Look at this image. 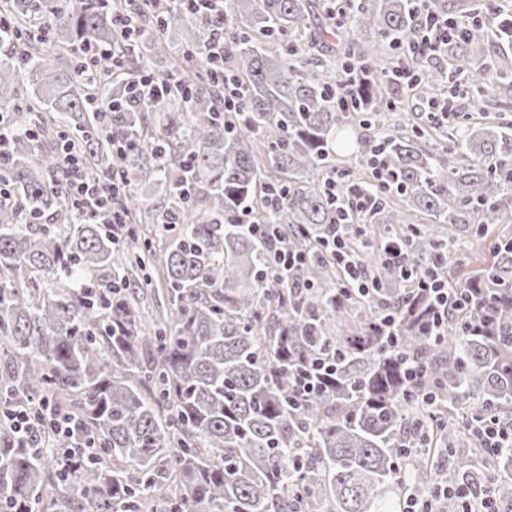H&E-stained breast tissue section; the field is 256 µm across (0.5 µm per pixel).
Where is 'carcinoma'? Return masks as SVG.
Returning a JSON list of instances; mask_svg holds the SVG:
<instances>
[{
  "label": "carcinoma",
  "mask_w": 512,
  "mask_h": 512,
  "mask_svg": "<svg viewBox=\"0 0 512 512\" xmlns=\"http://www.w3.org/2000/svg\"><path fill=\"white\" fill-rule=\"evenodd\" d=\"M16 21L0 33V109L19 119L0 162L12 205L0 209V401L48 404L76 424L53 447L20 442L0 427V512H51L79 498L93 512H402L407 496L430 500L435 460L462 435L448 407L512 422V238L494 241L490 263L469 281V324L453 319L432 342L423 305L396 265L353 255L378 288L362 296L318 242L353 219L384 243L405 234L411 261L448 257L457 231L481 238L512 222V140L471 122L447 136L446 173L419 148L421 127H389L359 143L361 156L395 185L352 218L324 186L336 167V130L381 116L390 72L377 67L388 41L410 44L413 0H224V64L205 63L203 18L182 0L138 10L123 0H0ZM339 36L367 74L346 112L329 89L351 64L324 63V34ZM51 44L43 54L35 42ZM114 51L122 67L104 100L81 74L80 48ZM174 51L153 78L161 93L129 101L151 52ZM464 75L481 97L512 71L489 60L481 38L448 22V70L423 89ZM245 111L226 112L224 80ZM72 142L91 179L127 178L116 198L128 228L152 224L120 250L105 224L66 208L59 169ZM281 194L272 211L270 189ZM273 237L249 233L246 213ZM429 224L442 231L431 234ZM307 263L284 276L273 247ZM160 262L166 318L146 319L153 291L140 278ZM395 315L398 342L380 334ZM336 356L319 390L298 397L292 373ZM426 368L411 383L403 361ZM89 441L97 456H62ZM456 483L512 512V447L464 459Z\"/></svg>",
  "instance_id": "1"
}]
</instances>
